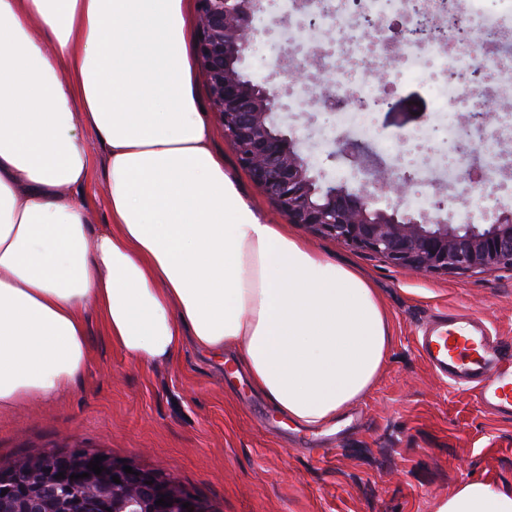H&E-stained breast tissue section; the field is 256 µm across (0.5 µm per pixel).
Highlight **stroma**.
Returning <instances> with one entry per match:
<instances>
[{
    "label": "stroma",
    "mask_w": 512,
    "mask_h": 512,
    "mask_svg": "<svg viewBox=\"0 0 512 512\" xmlns=\"http://www.w3.org/2000/svg\"><path fill=\"white\" fill-rule=\"evenodd\" d=\"M196 82L226 173L267 223H281L211 111L204 73ZM394 101L371 116L391 150L397 135L460 119L459 111H436L418 75L401 79ZM275 118L330 175L346 174L344 162L326 159L324 115ZM85 139L93 151L85 194L93 223L104 224V153L93 133ZM305 238L325 257L357 266L393 322L377 384L336 422L283 425L247 381L189 345L168 363L132 362L93 317L86 374L63 400L0 416V461L47 448H93L174 477L218 512H437L465 481L512 492V416L489 413L472 392L450 386L416 344L422 326L451 311L480 317L493 334L512 340V270L419 275L328 237Z\"/></svg>",
    "instance_id": "1"
}]
</instances>
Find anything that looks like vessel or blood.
Listing matches in <instances>:
<instances>
[{"mask_svg": "<svg viewBox=\"0 0 512 512\" xmlns=\"http://www.w3.org/2000/svg\"><path fill=\"white\" fill-rule=\"evenodd\" d=\"M421 351L453 386L474 390L482 405L512 415V342L494 341L478 318L447 313L427 324Z\"/></svg>", "mask_w": 512, "mask_h": 512, "instance_id": "obj_1", "label": "vessel or blood"}]
</instances>
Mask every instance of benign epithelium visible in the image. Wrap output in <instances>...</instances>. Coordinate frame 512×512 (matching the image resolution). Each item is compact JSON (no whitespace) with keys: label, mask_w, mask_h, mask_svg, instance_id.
<instances>
[{"label":"benign epithelium","mask_w":512,"mask_h":512,"mask_svg":"<svg viewBox=\"0 0 512 512\" xmlns=\"http://www.w3.org/2000/svg\"><path fill=\"white\" fill-rule=\"evenodd\" d=\"M265 0H196L198 32L196 49L206 76L214 111L224 124L241 165L253 182L272 200L288 223L361 248L385 258L391 264L427 272H469L512 270V209L500 208L489 217V224H453L443 216L448 196L434 192L429 207L413 211L398 206L379 208L367 187L393 193L403 202L417 182L403 172L404 165L389 166L380 160L362 161L353 154V143L328 152L327 159L350 161L346 177H331L317 167L299 148L297 141L278 126L273 114L285 106L288 88L248 77L241 64L259 35L256 15L264 12ZM274 74H283L292 84L306 80L304 71L288 64V57L275 60ZM509 102H478L463 117L462 124L481 129L498 119L499 112L511 109ZM360 183L352 189L348 182ZM95 453L87 448H69L44 457L41 470L23 468L18 462H0V486L8 483L26 489L27 506L11 507L0 496V512H46L39 502L63 499L78 510L96 512L107 494L93 491L83 478L87 462ZM106 457L101 466L120 483L112 484V512H202L199 498L188 490L174 491L173 479L154 471ZM64 473L58 480L45 473ZM153 484H148V481ZM165 498L170 506H158Z\"/></svg>","instance_id":"benign-epithelium-1"}]
</instances>
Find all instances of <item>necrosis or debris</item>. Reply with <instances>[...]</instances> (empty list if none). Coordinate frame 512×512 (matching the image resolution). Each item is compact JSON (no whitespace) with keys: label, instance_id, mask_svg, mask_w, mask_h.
<instances>
[{"label":"necrosis or debris","instance_id":"obj_1","mask_svg":"<svg viewBox=\"0 0 512 512\" xmlns=\"http://www.w3.org/2000/svg\"><path fill=\"white\" fill-rule=\"evenodd\" d=\"M460 0H330L320 9L319 0H278L300 34L291 47L300 57L315 56L330 76L329 87L318 80L294 88L288 97L289 109L307 111L309 102L320 101L324 111L356 128H364L383 87L366 79L367 65L384 69L385 87H394L404 71L419 72L440 107L468 111L475 98L496 92L512 98V50L503 48L501 39L512 35V0H461L465 3V30L451 21ZM418 13L427 22H441L439 35L388 38L376 32L364 37L360 30L367 20L385 15ZM443 140H426L424 134L409 135L405 146H422V163L417 172L423 181L447 170L448 156L458 144H470L481 162L475 177L490 174L494 187L485 191L492 200L505 186L506 152L512 150V113L503 112L482 131L448 124Z\"/></svg>","mask_w":512,"mask_h":512}]
</instances>
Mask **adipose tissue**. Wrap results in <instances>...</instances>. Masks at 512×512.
<instances>
[{
  "mask_svg": "<svg viewBox=\"0 0 512 512\" xmlns=\"http://www.w3.org/2000/svg\"><path fill=\"white\" fill-rule=\"evenodd\" d=\"M190 36V0H0V414L67 396L92 314L137 363L187 343L225 358L297 426L376 385L392 340L377 289L241 195ZM86 129L106 151L99 227ZM438 512H512V493L468 481Z\"/></svg>",
  "mask_w": 512,
  "mask_h": 512,
  "instance_id": "ef3b65f1",
  "label": "adipose tissue"
}]
</instances>
